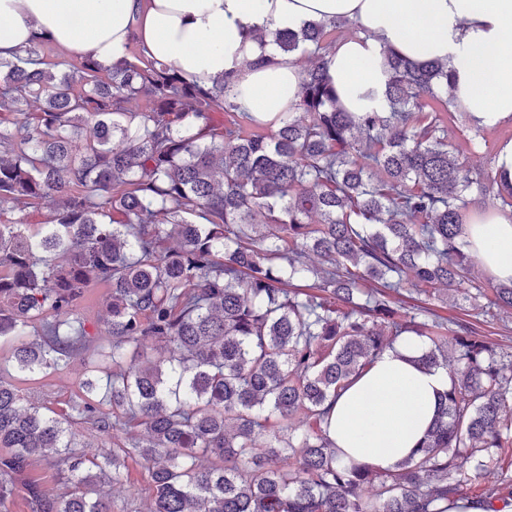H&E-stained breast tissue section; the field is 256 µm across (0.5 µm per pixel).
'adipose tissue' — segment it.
I'll use <instances>...</instances> for the list:
<instances>
[{
	"instance_id": "1",
	"label": "adipose tissue",
	"mask_w": 512,
	"mask_h": 512,
	"mask_svg": "<svg viewBox=\"0 0 512 512\" xmlns=\"http://www.w3.org/2000/svg\"><path fill=\"white\" fill-rule=\"evenodd\" d=\"M342 19L361 28L327 56L347 111L384 107L393 51L447 64L478 124L512 119V0H0V58L41 35L108 67L135 41L148 59L198 84L231 75L237 102L267 117L291 110L304 71L255 32ZM470 241L490 275L512 279V220L492 213L473 221ZM428 348L425 338H399L337 398L332 437L346 457L385 471L419 445L450 386L446 369L420 365Z\"/></svg>"
}]
</instances>
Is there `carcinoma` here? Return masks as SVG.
Here are the masks:
<instances>
[{
  "label": "carcinoma",
  "instance_id": "carcinoma-1",
  "mask_svg": "<svg viewBox=\"0 0 512 512\" xmlns=\"http://www.w3.org/2000/svg\"><path fill=\"white\" fill-rule=\"evenodd\" d=\"M344 25L362 32L257 33L314 58L293 110L269 120L227 77L91 56L66 69L44 37L0 59V213L14 214L0 222V500L21 488L30 512H112L101 488L131 459L147 512H448L512 448V351L402 300L467 303L487 324L512 311V280L473 276L468 242V212L512 208V188L448 141L461 103L443 63L390 51L387 108L343 111L325 35ZM96 288L97 337L80 312ZM407 334L449 370L438 416L392 470L346 461L331 405ZM77 360L67 408L24 401L20 384ZM39 461L66 474L61 491L27 479ZM476 502L512 504V479Z\"/></svg>",
  "mask_w": 512,
  "mask_h": 512
}]
</instances>
